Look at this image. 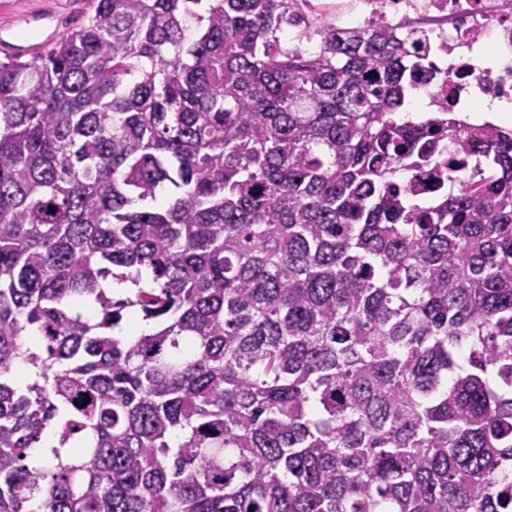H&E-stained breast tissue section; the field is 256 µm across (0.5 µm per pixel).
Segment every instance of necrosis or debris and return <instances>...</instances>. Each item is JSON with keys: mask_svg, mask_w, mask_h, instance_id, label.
Returning a JSON list of instances; mask_svg holds the SVG:
<instances>
[{"mask_svg": "<svg viewBox=\"0 0 512 512\" xmlns=\"http://www.w3.org/2000/svg\"><path fill=\"white\" fill-rule=\"evenodd\" d=\"M338 28L379 22L420 36L429 46V78L416 97L424 112H453L471 126L485 125L484 103L512 107V0H307Z\"/></svg>", "mask_w": 512, "mask_h": 512, "instance_id": "4bbe7bcc", "label": "necrosis or debris"}]
</instances>
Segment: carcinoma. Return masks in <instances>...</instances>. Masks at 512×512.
Returning a JSON list of instances; mask_svg holds the SVG:
<instances>
[{
    "label": "carcinoma",
    "mask_w": 512,
    "mask_h": 512,
    "mask_svg": "<svg viewBox=\"0 0 512 512\" xmlns=\"http://www.w3.org/2000/svg\"><path fill=\"white\" fill-rule=\"evenodd\" d=\"M427 51L92 0L0 61V512H512V129L410 119Z\"/></svg>",
    "instance_id": "cac0c4a2"
}]
</instances>
